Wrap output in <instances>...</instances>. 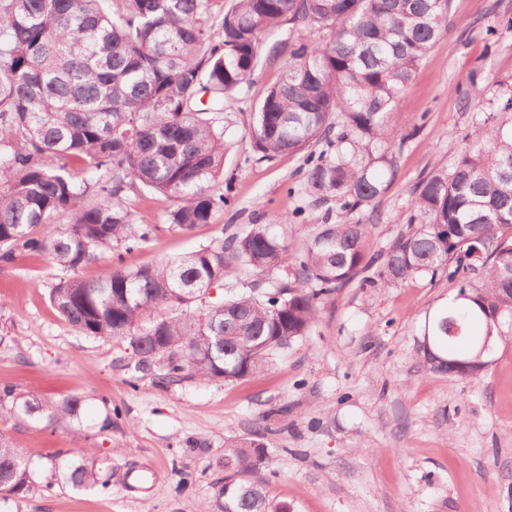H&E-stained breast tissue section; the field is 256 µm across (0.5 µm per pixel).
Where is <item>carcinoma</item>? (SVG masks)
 I'll list each match as a JSON object with an SVG mask.
<instances>
[{"label": "carcinoma", "mask_w": 512, "mask_h": 512, "mask_svg": "<svg viewBox=\"0 0 512 512\" xmlns=\"http://www.w3.org/2000/svg\"><path fill=\"white\" fill-rule=\"evenodd\" d=\"M450 0H0V267L46 254L64 275L50 302L83 336L128 342L136 370L166 359L165 379L233 382L270 352L307 336L323 297L382 260L386 285L416 276L457 284L458 305L427 319L423 335L443 357L477 355L490 317L512 335V96L476 123L451 168L411 190L407 230L381 257L368 228L393 174L389 118L416 67L448 32ZM290 35L262 50L260 35ZM322 33L318 41L306 32ZM279 80L251 112L253 150L265 159L305 154L296 175L324 222L291 249L269 224H250L176 260L98 279L80 270L114 246L128 252L157 227L133 196L170 201L169 228L191 231L224 210L213 182L224 164V103L261 62ZM62 216L67 223L54 227ZM291 268L259 296L242 288L216 302L226 269ZM416 352L433 372L461 369ZM20 418L80 413L75 397L48 404L0 389V408ZM269 428L224 451L218 512H283L255 474ZM30 472L0 434V494L29 489Z\"/></svg>", "instance_id": "obj_1"}]
</instances>
